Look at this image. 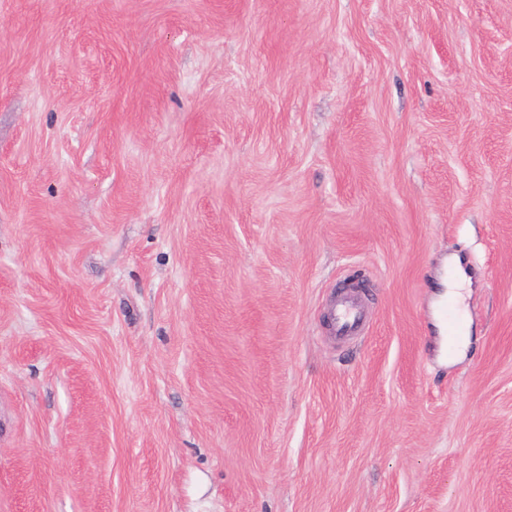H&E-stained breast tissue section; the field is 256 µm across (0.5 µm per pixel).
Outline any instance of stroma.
<instances>
[{
  "instance_id": "obj_1",
  "label": "stroma",
  "mask_w": 512,
  "mask_h": 512,
  "mask_svg": "<svg viewBox=\"0 0 512 512\" xmlns=\"http://www.w3.org/2000/svg\"><path fill=\"white\" fill-rule=\"evenodd\" d=\"M0 512H512V0H0ZM471 284L469 276L461 266L458 259H452L448 262V288L451 295L460 306L461 293L460 289L469 287ZM461 316L465 323V332L462 336L460 345L467 346L469 343V322L467 314L464 309L460 307ZM458 306L451 298L444 300L436 309V316L442 323L444 331L448 336L447 354L448 356L454 355L457 346V338L460 336L461 317ZM332 323L339 335L352 334L359 325L358 311L350 304H343L331 311Z\"/></svg>"
}]
</instances>
